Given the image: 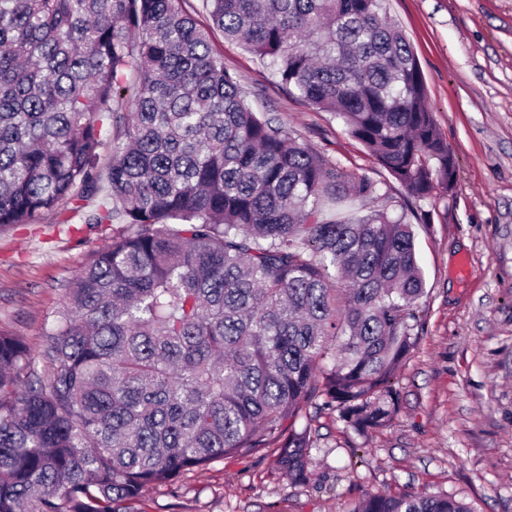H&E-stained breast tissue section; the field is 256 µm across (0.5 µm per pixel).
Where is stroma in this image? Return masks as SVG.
<instances>
[{
	"label": "stroma",
	"mask_w": 512,
	"mask_h": 512,
	"mask_svg": "<svg viewBox=\"0 0 512 512\" xmlns=\"http://www.w3.org/2000/svg\"><path fill=\"white\" fill-rule=\"evenodd\" d=\"M412 44L427 102L456 160L447 200L412 199L341 120L290 93L254 55L211 33L214 53L276 118L414 221L427 294L420 339L399 371L400 408L356 436L315 412L311 477L293 485L260 451L146 488L139 512H351L368 494L447 492L476 512H512V0H385ZM63 210L0 229V333L41 354L44 325L106 234Z\"/></svg>",
	"instance_id": "35a3bbf8"
}]
</instances>
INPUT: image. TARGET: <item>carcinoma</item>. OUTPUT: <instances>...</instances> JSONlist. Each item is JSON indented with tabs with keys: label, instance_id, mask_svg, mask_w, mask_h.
I'll return each instance as SVG.
<instances>
[{
	"label": "carcinoma",
	"instance_id": "1",
	"mask_svg": "<svg viewBox=\"0 0 512 512\" xmlns=\"http://www.w3.org/2000/svg\"><path fill=\"white\" fill-rule=\"evenodd\" d=\"M212 25L340 118L410 194L456 162L384 0H206ZM186 0H0V228L106 192L121 220L36 358L0 333V512H130L147 487L268 450L310 478L307 408L364 437L421 327L412 224L256 112ZM108 146V164L100 149ZM351 512H474L369 494Z\"/></svg>",
	"mask_w": 512,
	"mask_h": 512
}]
</instances>
